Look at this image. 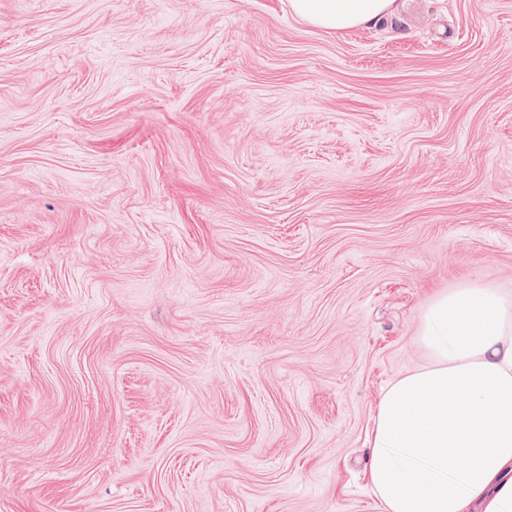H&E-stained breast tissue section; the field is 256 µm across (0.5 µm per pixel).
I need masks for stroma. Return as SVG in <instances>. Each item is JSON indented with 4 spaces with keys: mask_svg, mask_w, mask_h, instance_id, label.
I'll use <instances>...</instances> for the list:
<instances>
[{
    "mask_svg": "<svg viewBox=\"0 0 512 512\" xmlns=\"http://www.w3.org/2000/svg\"><path fill=\"white\" fill-rule=\"evenodd\" d=\"M512 290V0H0V512H380L423 313ZM397 0H289L301 20L325 32L359 28L393 13Z\"/></svg>",
    "mask_w": 512,
    "mask_h": 512,
    "instance_id": "obj_1",
    "label": "stroma"
}]
</instances>
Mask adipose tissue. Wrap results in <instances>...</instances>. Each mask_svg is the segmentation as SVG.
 Here are the masks:
<instances>
[{"mask_svg":"<svg viewBox=\"0 0 512 512\" xmlns=\"http://www.w3.org/2000/svg\"><path fill=\"white\" fill-rule=\"evenodd\" d=\"M325 32L393 13L397 0H288ZM420 341L430 365L382 394L369 485L382 512H512V294L469 280L436 294Z\"/></svg>","mask_w":512,"mask_h":512,"instance_id":"1","label":"adipose tissue"}]
</instances>
